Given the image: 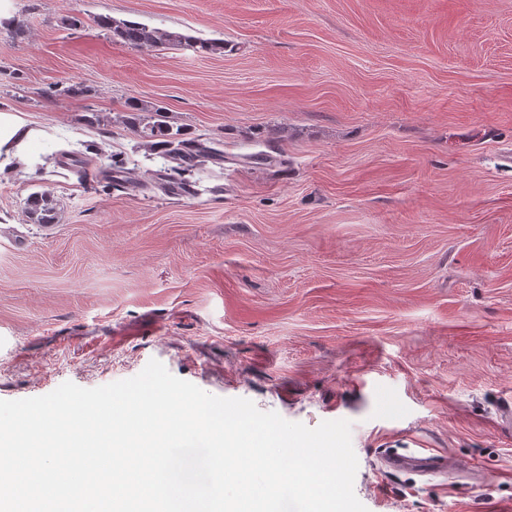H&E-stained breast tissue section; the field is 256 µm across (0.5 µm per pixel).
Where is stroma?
Returning a JSON list of instances; mask_svg holds the SVG:
<instances>
[{
  "label": "stroma",
  "mask_w": 512,
  "mask_h": 512,
  "mask_svg": "<svg viewBox=\"0 0 512 512\" xmlns=\"http://www.w3.org/2000/svg\"><path fill=\"white\" fill-rule=\"evenodd\" d=\"M133 103L224 161L169 187ZM0 114V400L156 359L350 421L368 512L512 502V0H0ZM386 448L464 467L390 475ZM98 26L109 32L113 40L130 48H159L170 43L184 44L205 53H214L224 48L221 41H209L184 36L181 34L148 28L147 26L129 21H116L111 17H100Z\"/></svg>",
  "instance_id": "1"
}]
</instances>
